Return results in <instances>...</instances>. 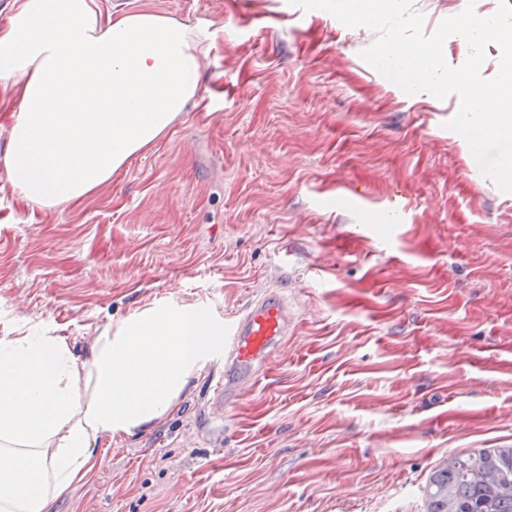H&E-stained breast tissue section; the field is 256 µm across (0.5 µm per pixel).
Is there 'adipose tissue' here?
<instances>
[{
    "label": "adipose tissue",
    "mask_w": 512,
    "mask_h": 512,
    "mask_svg": "<svg viewBox=\"0 0 512 512\" xmlns=\"http://www.w3.org/2000/svg\"><path fill=\"white\" fill-rule=\"evenodd\" d=\"M202 39L155 12L103 18L95 0H22L0 28L17 109L0 165L17 193L83 198L156 140L197 92ZM223 329L166 304L97 336L86 361L46 332L0 337V512H50L104 437L172 411Z\"/></svg>",
    "instance_id": "ef3b65f1"
}]
</instances>
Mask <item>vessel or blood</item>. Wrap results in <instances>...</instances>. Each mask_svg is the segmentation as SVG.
Masks as SVG:
<instances>
[{"label":"vessel or blood","mask_w":512,"mask_h":512,"mask_svg":"<svg viewBox=\"0 0 512 512\" xmlns=\"http://www.w3.org/2000/svg\"><path fill=\"white\" fill-rule=\"evenodd\" d=\"M291 319L288 298L272 287L225 320L224 336L216 348L224 361V375L211 387V406L220 411L231 407L256 383L287 339Z\"/></svg>","instance_id":"vessel-or-blood-1"}]
</instances>
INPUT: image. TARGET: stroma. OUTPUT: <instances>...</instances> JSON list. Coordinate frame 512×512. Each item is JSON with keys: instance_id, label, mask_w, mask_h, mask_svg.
Instances as JSON below:
<instances>
[{"instance_id": "1", "label": "stroma", "mask_w": 512, "mask_h": 512, "mask_svg": "<svg viewBox=\"0 0 512 512\" xmlns=\"http://www.w3.org/2000/svg\"><path fill=\"white\" fill-rule=\"evenodd\" d=\"M96 3L204 30L199 92L82 199L26 202L0 166V336L82 361L156 304L221 321L271 287L294 329L223 415L206 356L52 512H424L449 457L512 448V192L446 129L459 98L404 93L360 57L374 32L288 0ZM339 183L354 204L324 205Z\"/></svg>"}]
</instances>
